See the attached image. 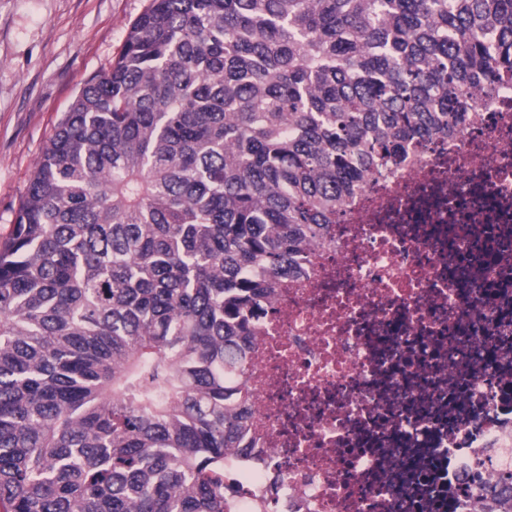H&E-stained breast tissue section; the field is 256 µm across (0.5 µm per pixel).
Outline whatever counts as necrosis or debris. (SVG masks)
Instances as JSON below:
<instances>
[{"label":"necrosis or debris","mask_w":512,"mask_h":512,"mask_svg":"<svg viewBox=\"0 0 512 512\" xmlns=\"http://www.w3.org/2000/svg\"><path fill=\"white\" fill-rule=\"evenodd\" d=\"M367 180L246 352L230 512H498L512 475V98Z\"/></svg>","instance_id":"4bbe7bcc"}]
</instances>
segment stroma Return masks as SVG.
I'll use <instances>...</instances> for the list:
<instances>
[{
    "label": "stroma",
    "instance_id": "stroma-1",
    "mask_svg": "<svg viewBox=\"0 0 512 512\" xmlns=\"http://www.w3.org/2000/svg\"><path fill=\"white\" fill-rule=\"evenodd\" d=\"M149 0H0V241L85 82L106 73Z\"/></svg>",
    "mask_w": 512,
    "mask_h": 512
}]
</instances>
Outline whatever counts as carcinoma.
Returning a JSON list of instances; mask_svg holds the SVG:
<instances>
[{"mask_svg":"<svg viewBox=\"0 0 512 512\" xmlns=\"http://www.w3.org/2000/svg\"><path fill=\"white\" fill-rule=\"evenodd\" d=\"M512 86V0H151L0 245V512H227L253 316Z\"/></svg>","mask_w":512,"mask_h":512,"instance_id":"cac0c4a2","label":"carcinoma"}]
</instances>
